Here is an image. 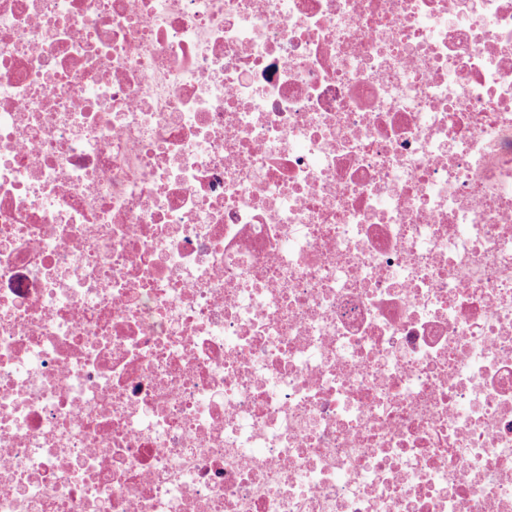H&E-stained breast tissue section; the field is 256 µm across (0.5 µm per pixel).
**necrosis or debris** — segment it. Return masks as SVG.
Here are the masks:
<instances>
[{
    "label": "necrosis or debris",
    "instance_id": "necrosis-or-debris-1",
    "mask_svg": "<svg viewBox=\"0 0 512 512\" xmlns=\"http://www.w3.org/2000/svg\"><path fill=\"white\" fill-rule=\"evenodd\" d=\"M0 512H512V0H0Z\"/></svg>",
    "mask_w": 512,
    "mask_h": 512
}]
</instances>
